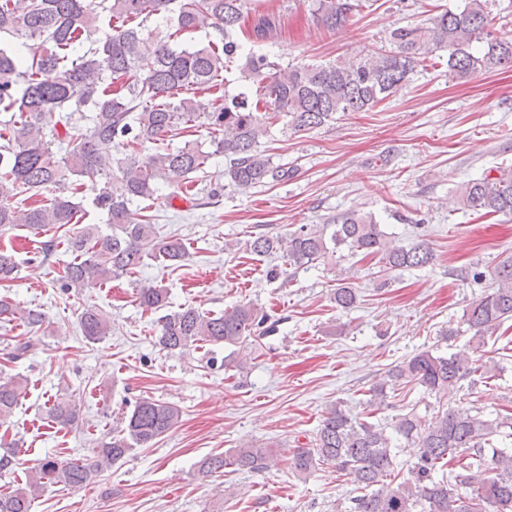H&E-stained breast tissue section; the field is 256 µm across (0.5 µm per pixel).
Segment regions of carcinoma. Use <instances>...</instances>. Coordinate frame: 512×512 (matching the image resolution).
<instances>
[{
	"label": "carcinoma",
	"mask_w": 512,
	"mask_h": 512,
	"mask_svg": "<svg viewBox=\"0 0 512 512\" xmlns=\"http://www.w3.org/2000/svg\"><path fill=\"white\" fill-rule=\"evenodd\" d=\"M367 2L312 0L311 14L320 26L341 29ZM249 13L251 0H0V32L33 42L29 57L0 47V112L9 115L0 121V232L22 227L37 239L49 236L41 242L44 254L61 245L74 254L58 277L60 288L99 287L133 273L147 259L180 267L186 245L160 233L146 201L174 175L187 178L185 195H220L218 188H197L191 178L214 156L224 157V176L241 191L288 179L290 170L273 165L259 150L281 118L296 134L332 122L339 113L371 110L444 51L455 79L512 68V37L492 31L486 0H467L461 10H443L425 23L391 30L387 50L326 65L284 67L265 54L242 53L238 33ZM154 16L170 18L172 31L144 63L142 31ZM277 23L273 13L254 16L249 39H267ZM102 27L108 28L105 38L95 37ZM201 30L213 32L206 46H171L174 38ZM233 66L238 80L255 89L253 96L226 93L224 73ZM188 91L192 96H181ZM203 125L210 129L212 150L198 141L173 144L184 131ZM80 177L104 181L94 205L107 215L105 232L97 224L82 225L85 209L75 201ZM32 191L48 196L29 204ZM458 195L467 209L512 216V166L468 181ZM247 247L257 256L283 253L284 275L341 247L376 258L385 272L419 269L433 260L426 241L398 245L372 214L359 210L329 218L319 229L303 225L285 240L258 232ZM17 271L14 249L0 245V282L14 279ZM461 275L477 285L487 277L495 283L463 311L466 329L442 333L445 340L471 333L465 347L451 353L425 349L404 359L369 390L370 405H386L388 391L401 386L437 393L496 376L494 357L481 362L473 353L483 351L490 336L512 319V255L485 271L467 267ZM137 300L146 311H165L157 320L156 344L168 352L202 343L235 346L269 333L270 316L253 302L220 313L189 306L169 311L168 289L158 285L137 289ZM333 300L349 310L359 294L341 286ZM0 322L33 330L45 317L0 296ZM78 324L91 343L111 331L94 305L83 308ZM26 387L23 379L0 371L1 419L12 413ZM180 416L172 403L140 398L127 419L97 441L95 460L45 458L25 482L0 490V512H31L48 486L86 487L133 449L152 447ZM47 417L62 428L79 422L70 397L56 398ZM403 442L420 448V454L400 478L395 466ZM272 453L243 445L204 461L202 470L213 474L231 465L260 472ZM450 461L454 467L443 472ZM322 463L354 476L361 494L351 499L349 512H512V416L490 420L458 408L427 421L411 410L388 427L359 420L336 403L291 458L299 473Z\"/></svg>",
	"instance_id": "1"
}]
</instances>
